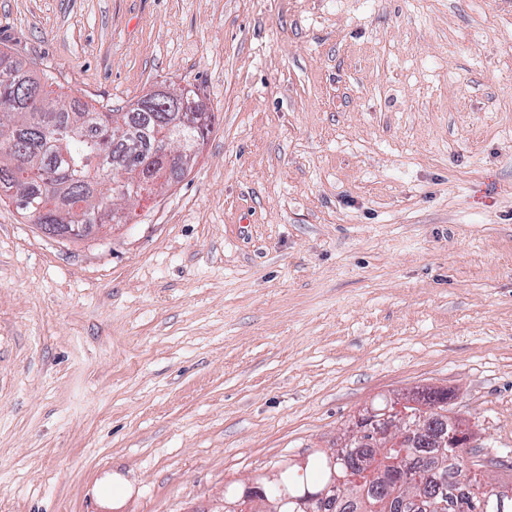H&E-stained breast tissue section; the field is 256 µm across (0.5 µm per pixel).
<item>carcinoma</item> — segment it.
I'll use <instances>...</instances> for the list:
<instances>
[{"mask_svg":"<svg viewBox=\"0 0 512 512\" xmlns=\"http://www.w3.org/2000/svg\"><path fill=\"white\" fill-rule=\"evenodd\" d=\"M201 141L211 130V114L203 111L198 94L182 89L179 98L149 96L128 112L106 106L100 110L80 102L51 99L31 72L7 67L0 70V193L17 212L50 233L86 224L112 223L113 185L122 179L120 170L128 158H139L138 181L126 184L134 201L152 193L156 160L148 145L156 136L176 129ZM383 459L404 472L405 480L426 500L423 512H473L480 501L481 481L471 468L494 464L478 456L471 461L448 456L431 439L413 442L403 451L380 449ZM355 449L340 448L330 455L282 470L280 485L290 501L280 512H297L293 498L316 491L333 478L352 475L341 483L345 506L333 511L316 503L313 512H387L389 498L404 492L395 481L359 477Z\"/></svg>","mask_w":512,"mask_h":512,"instance_id":"carcinoma-1","label":"carcinoma"}]
</instances>
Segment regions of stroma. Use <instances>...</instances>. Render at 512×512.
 <instances>
[{
    "label": "stroma",
    "mask_w": 512,
    "mask_h": 512,
    "mask_svg": "<svg viewBox=\"0 0 512 512\" xmlns=\"http://www.w3.org/2000/svg\"><path fill=\"white\" fill-rule=\"evenodd\" d=\"M0 50L215 114L126 223L0 203V512H216L422 389L512 484V0H0Z\"/></svg>",
    "instance_id": "35a3bbf8"
}]
</instances>
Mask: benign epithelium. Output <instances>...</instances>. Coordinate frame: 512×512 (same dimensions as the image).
I'll return each instance as SVG.
<instances>
[{"mask_svg": "<svg viewBox=\"0 0 512 512\" xmlns=\"http://www.w3.org/2000/svg\"><path fill=\"white\" fill-rule=\"evenodd\" d=\"M153 153L158 158L162 167L170 168L184 160V156L191 154L186 147H181L179 151L174 152L170 148V141L155 143ZM414 405L410 397L402 398L394 402L391 407L378 409L370 407L356 419L357 426L344 436L340 446L345 448H380L385 443H393L397 439L402 441L414 440L431 420L430 415H423L415 419L411 414L404 410L406 406ZM469 436L463 432L459 423L453 419H448V445L458 450L468 447ZM265 482L254 481L244 491L243 500L253 508V512H278L272 507V502L268 499L266 487L279 480V471L273 470L264 475ZM512 492L501 488L485 498L483 508L488 512H506L512 505Z\"/></svg>", "mask_w": 512, "mask_h": 512, "instance_id": "1", "label": "benign epithelium"}]
</instances>
